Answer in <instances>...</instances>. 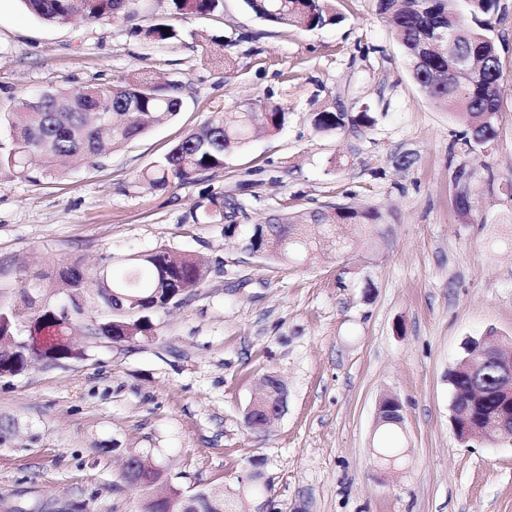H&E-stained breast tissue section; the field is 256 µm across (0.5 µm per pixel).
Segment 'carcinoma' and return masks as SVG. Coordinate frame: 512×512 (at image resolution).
Instances as JSON below:
<instances>
[{"mask_svg":"<svg viewBox=\"0 0 512 512\" xmlns=\"http://www.w3.org/2000/svg\"><path fill=\"white\" fill-rule=\"evenodd\" d=\"M27 9L45 23H80L87 20L128 18L137 0H23ZM334 0H244L263 20L298 29L314 30L339 20ZM178 15L203 16L224 7V0H172ZM498 0H376L377 12L391 25L404 53L410 75L433 103L451 110L464 129L461 139L476 147L494 142L499 135V86L503 73L492 32ZM161 23L134 28L147 44L176 40L172 25L161 31ZM450 27L460 29L452 48L428 49L435 34ZM468 57L473 66L466 73L456 61ZM182 85H158L145 72L127 76L113 84L51 88L23 98L10 113L11 135L0 141V171L9 170L30 180L60 173L57 162L79 156L94 165L117 148L171 122L181 111ZM371 107L364 104L351 116L335 103L327 102L316 111L314 123L325 132L349 129L359 132L374 123ZM286 112L276 103L256 101L236 112L216 110L200 129L189 132L172 146L163 159L141 173L152 187L165 190L204 171L222 169L249 143L253 131L262 127L272 133L281 130ZM210 160H205V157ZM243 212L234 197L212 196L209 205L192 212L196 224H222L228 235L234 232L232 218ZM372 210L351 206H328L313 212L278 216L269 226L256 225L243 248L249 252L288 261L306 253L342 251L349 246V226L374 224ZM122 278H114L108 267L94 272L77 263H66L58 272L65 291L62 301L44 298L41 289L26 288L22 299L30 310L18 322L12 308L0 305V374L16 376L26 371L32 353L41 351L63 362L82 359L85 350L73 336H95L108 341L126 329L141 339L151 335L152 317L168 305L200 288L208 269L189 254L166 249L151 250L134 258ZM140 299L131 315H112L114 294ZM107 310V317L95 320L91 314ZM493 397L475 410L471 425L485 426L496 408ZM245 424L257 434L267 433L272 424L263 414H245ZM162 478L157 469L132 466L122 479L151 491ZM193 512H236L226 504L224 494L205 490L192 502Z\"/></svg>","mask_w":512,"mask_h":512,"instance_id":"obj_1","label":"carcinoma"}]
</instances>
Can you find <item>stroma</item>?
<instances>
[{
  "instance_id": "1",
  "label": "stroma",
  "mask_w": 512,
  "mask_h": 512,
  "mask_svg": "<svg viewBox=\"0 0 512 512\" xmlns=\"http://www.w3.org/2000/svg\"><path fill=\"white\" fill-rule=\"evenodd\" d=\"M341 20L311 31L276 26L243 0L210 16L174 17L171 0H138L125 20L46 24L0 0L2 113L48 88L110 84L137 71L183 81L177 119L91 167L28 182L0 173V304L59 263L123 274L157 247L203 259L197 292L153 317L150 342L80 338L84 359L0 377V512H139L144 492L119 477L132 451L152 453L173 487L223 489L240 512H512V442L465 443L451 424L448 372L467 339L512 336V0L494 36L504 75L499 138L468 148L461 123L414 84L374 0H335ZM174 22L149 45L134 27ZM222 37L226 64L207 54ZM288 121L229 162L164 190L140 179L210 112L256 100ZM361 133L318 130L329 101ZM412 158L402 166L401 156ZM343 166H335V159ZM468 176L460 206L457 171ZM214 194L242 199L233 235L193 223ZM377 209L356 246L279 262L243 252L255 225L328 205ZM286 388L270 434L244 424L260 377ZM403 423L378 425L382 397ZM113 442L100 454L101 441ZM379 448H400L398 471ZM371 107L364 104L360 107L358 115L352 117L344 109L336 108V102H327L316 111L314 123L316 127L325 132H336L345 130L346 126L352 132H362L361 127L367 128L374 123V118L370 115Z\"/></svg>"
}]
</instances>
